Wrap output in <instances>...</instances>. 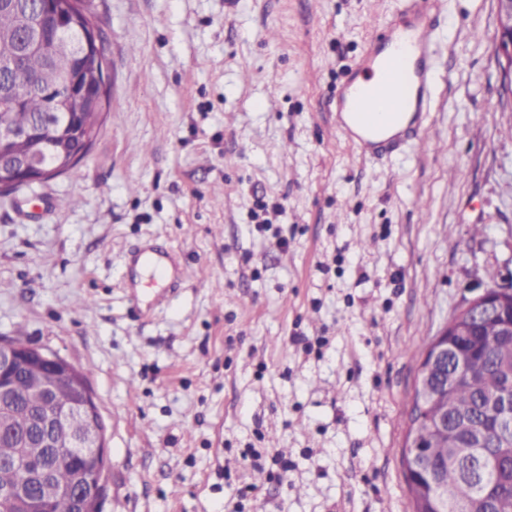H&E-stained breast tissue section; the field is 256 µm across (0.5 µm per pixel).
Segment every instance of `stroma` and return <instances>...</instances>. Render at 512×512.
<instances>
[{
    "label": "stroma",
    "mask_w": 512,
    "mask_h": 512,
    "mask_svg": "<svg viewBox=\"0 0 512 512\" xmlns=\"http://www.w3.org/2000/svg\"><path fill=\"white\" fill-rule=\"evenodd\" d=\"M439 2L426 141L378 160L328 103L399 0H83L110 110L74 171L0 195V336L85 374L97 512H411L426 347L512 285L497 2ZM149 244L186 278L140 310Z\"/></svg>",
    "instance_id": "stroma-1"
}]
</instances>
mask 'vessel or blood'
<instances>
[{
  "label": "vessel or blood",
  "mask_w": 512,
  "mask_h": 512,
  "mask_svg": "<svg viewBox=\"0 0 512 512\" xmlns=\"http://www.w3.org/2000/svg\"><path fill=\"white\" fill-rule=\"evenodd\" d=\"M435 2L400 0L384 28L373 33L336 96V126L360 156L374 155L384 146L375 124L373 101L388 100L393 122L401 113H411L408 128L413 134L423 129L436 82L431 40L437 29ZM141 257L143 269L151 274L166 279L182 274L175 250L152 249Z\"/></svg>",
  "instance_id": "1"
}]
</instances>
